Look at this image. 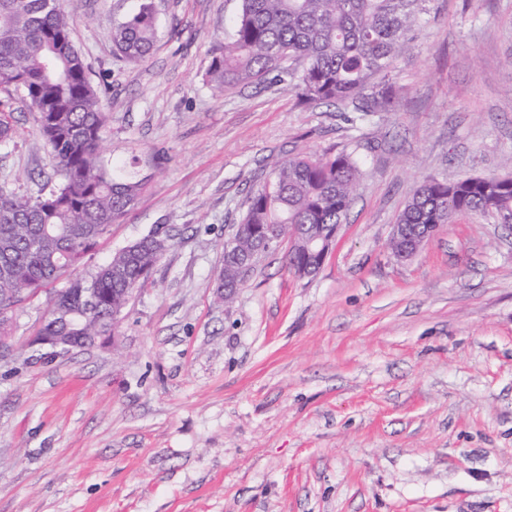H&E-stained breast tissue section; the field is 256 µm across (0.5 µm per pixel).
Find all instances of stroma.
Masks as SVG:
<instances>
[{
	"instance_id": "1",
	"label": "stroma",
	"mask_w": 512,
	"mask_h": 512,
	"mask_svg": "<svg viewBox=\"0 0 512 512\" xmlns=\"http://www.w3.org/2000/svg\"><path fill=\"white\" fill-rule=\"evenodd\" d=\"M141 0H62L106 105L103 156L147 185L76 270L155 230L170 247L114 335L31 345L51 289L9 314L0 512H512V230L456 216L406 262L391 228L424 178L512 172V0H429L387 113L306 103L274 78L217 94L211 49L241 0H153L133 63L112 29ZM0 184L58 178L22 92ZM362 176L320 272L262 257L231 304L224 242L297 149Z\"/></svg>"
}]
</instances>
